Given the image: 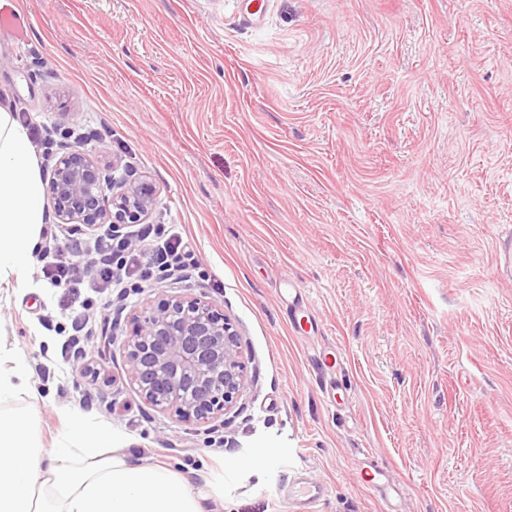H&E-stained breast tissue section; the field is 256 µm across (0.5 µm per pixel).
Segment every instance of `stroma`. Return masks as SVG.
Instances as JSON below:
<instances>
[{"label":"stroma","instance_id":"35a3bbf8","mask_svg":"<svg viewBox=\"0 0 512 512\" xmlns=\"http://www.w3.org/2000/svg\"><path fill=\"white\" fill-rule=\"evenodd\" d=\"M0 32V100L103 165L149 177L152 224L194 270L119 289L0 286V347L33 395L43 450L74 412L129 452L190 476L208 512H512V0H16ZM304 288L319 332L279 290ZM205 295L237 324L249 385L231 423L147 404L112 317L161 292ZM94 359L70 357L72 319ZM336 351L323 397L314 354ZM386 473L388 496L361 469ZM28 26V19L15 11L14 0H2L0 2V29L10 31L20 45L24 42ZM283 301H288V318L295 329L308 331L312 328L314 319L305 314L306 302L304 292L291 278L283 279L281 283Z\"/></svg>","mask_w":512,"mask_h":512}]
</instances>
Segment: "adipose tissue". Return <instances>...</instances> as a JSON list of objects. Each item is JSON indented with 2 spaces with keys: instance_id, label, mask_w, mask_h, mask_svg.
Segmentation results:
<instances>
[{
  "instance_id": "adipose-tissue-1",
  "label": "adipose tissue",
  "mask_w": 512,
  "mask_h": 512,
  "mask_svg": "<svg viewBox=\"0 0 512 512\" xmlns=\"http://www.w3.org/2000/svg\"><path fill=\"white\" fill-rule=\"evenodd\" d=\"M46 183L28 129L0 104V284L22 286L46 222ZM21 356L0 348V398L29 394ZM0 512H206L167 468L124 453L110 427L68 414L51 453L31 416L0 413Z\"/></svg>"
}]
</instances>
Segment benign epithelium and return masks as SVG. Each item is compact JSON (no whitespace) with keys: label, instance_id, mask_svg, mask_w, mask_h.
<instances>
[{"label":"benign epithelium","instance_id":"obj_1","mask_svg":"<svg viewBox=\"0 0 512 512\" xmlns=\"http://www.w3.org/2000/svg\"><path fill=\"white\" fill-rule=\"evenodd\" d=\"M51 194L60 223L76 232L140 224L155 202L145 179L107 173L84 152L61 155ZM121 349L140 396L159 411L199 424L236 406L247 381L241 336L224 310L202 296L167 295L127 317Z\"/></svg>","mask_w":512,"mask_h":512}]
</instances>
